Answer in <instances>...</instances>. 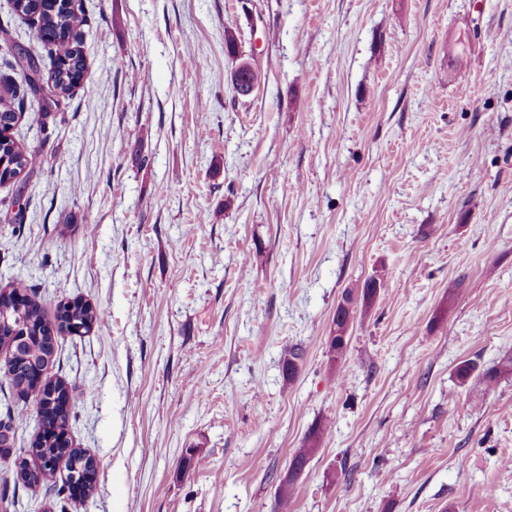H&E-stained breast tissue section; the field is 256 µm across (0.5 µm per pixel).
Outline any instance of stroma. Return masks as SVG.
I'll use <instances>...</instances> for the list:
<instances>
[{"label": "stroma", "mask_w": 512, "mask_h": 512, "mask_svg": "<svg viewBox=\"0 0 512 512\" xmlns=\"http://www.w3.org/2000/svg\"><path fill=\"white\" fill-rule=\"evenodd\" d=\"M74 4L83 82L10 130L40 162L0 185V288L104 311L47 371L98 472L77 501L0 459V512H279L318 426L288 512H512V372L484 378L512 358V0ZM0 23L49 73L37 21ZM261 79V73L258 66L250 59H246L240 65L239 71L235 77L237 91L244 95L253 90ZM376 292L377 285L375 280L365 281L361 288L356 286L346 290L345 295L347 294L349 297H352V301L344 299V304L339 303L336 307V314L333 319L336 337L332 340L328 349L329 359L332 363L340 364L344 360L348 333L356 316L355 298H358L360 293L363 303L367 305L376 295ZM320 431H321V428L319 426L317 429H314L313 432L307 438L308 445L304 446V448H298L291 459L289 469L296 466V467H298L299 470L294 472L293 478L288 477V472L284 476L283 480H288V488L287 489L283 488L282 481L280 483L279 499H280V505H281L282 512H288V503H289L291 496L293 495L295 482L298 479V477L300 476L302 469L305 468L310 457L317 449L316 444L318 442V435H319Z\"/></svg>", "instance_id": "stroma-1"}]
</instances>
